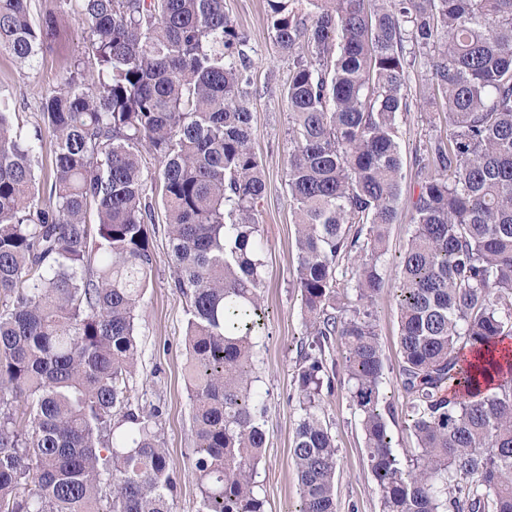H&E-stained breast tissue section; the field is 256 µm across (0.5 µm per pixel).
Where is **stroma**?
I'll use <instances>...</instances> for the list:
<instances>
[{"label":"stroma","instance_id":"obj_1","mask_svg":"<svg viewBox=\"0 0 512 512\" xmlns=\"http://www.w3.org/2000/svg\"><path fill=\"white\" fill-rule=\"evenodd\" d=\"M57 3L58 0L30 2L34 22H41L51 12L56 15L50 38L52 48L40 55L34 67L21 65L0 52V97L8 100L20 126L29 133L42 124V96L59 83L66 63L83 49L81 27L71 12L58 11ZM224 11L247 36L253 49L250 68L253 146L263 165L266 183L258 206V220L264 247L261 295L269 311V323L268 334L257 348L256 372L257 387L266 398L267 444L257 467V490L265 502V512H296L300 484L292 447L300 407L295 376L305 327L295 280V218L287 187L291 119L283 92L290 63L268 35L265 0H224ZM447 133L446 114L440 109L414 108L401 114L398 120L404 179L397 219L389 228V252L380 266L384 286L374 304V324L386 363L383 392L393 405V416L388 421L393 450L402 461L410 455L416 440L404 417V392L398 374L399 319L392 261L404 252L414 229L410 198L418 180L415 154L430 136ZM149 235L155 264L152 282L138 311L139 361L131 385L140 405H156L161 409L158 430L177 476L172 512H197L200 493L189 468L195 443L184 347L187 304L172 286L173 270L164 221L150 225ZM333 384V393L323 397L322 418L335 435L339 449L338 512H381L380 493L369 467L364 435L344 375H337Z\"/></svg>","mask_w":512,"mask_h":512}]
</instances>
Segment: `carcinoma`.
Wrapping results in <instances>:
<instances>
[{
    "instance_id": "cac0c4a2",
    "label": "carcinoma",
    "mask_w": 512,
    "mask_h": 512,
    "mask_svg": "<svg viewBox=\"0 0 512 512\" xmlns=\"http://www.w3.org/2000/svg\"><path fill=\"white\" fill-rule=\"evenodd\" d=\"M29 5L0 0V51L20 63L43 52L54 24L51 14L35 24ZM266 5L270 37L292 61L287 176L306 329L297 512H337L339 449L319 409L339 365L382 512H512V364L497 348L512 338V0ZM60 8L77 15L84 51L41 99L56 142L49 189L36 139L0 98V512H171L160 410L133 404L130 387L159 206L173 287L190 304L198 512H265L253 382L268 320L257 218L266 184L248 107L252 48L224 0ZM418 66L428 79L412 100ZM440 102L453 132L418 158L414 229L395 260L398 368L416 438L404 465L373 304L402 189L397 120ZM145 153L157 171H144ZM337 341L339 365L326 357Z\"/></svg>"
}]
</instances>
